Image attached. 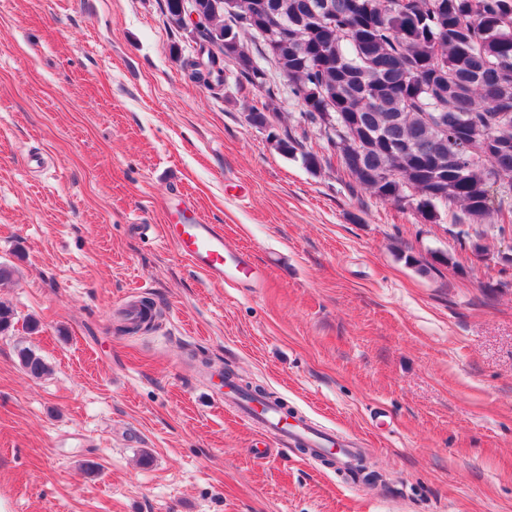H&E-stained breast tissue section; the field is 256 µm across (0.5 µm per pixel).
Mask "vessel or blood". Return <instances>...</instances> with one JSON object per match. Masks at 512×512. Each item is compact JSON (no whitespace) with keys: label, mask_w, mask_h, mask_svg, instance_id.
I'll return each instance as SVG.
<instances>
[{"label":"vessel or blood","mask_w":512,"mask_h":512,"mask_svg":"<svg viewBox=\"0 0 512 512\" xmlns=\"http://www.w3.org/2000/svg\"><path fill=\"white\" fill-rule=\"evenodd\" d=\"M161 239L174 246L177 253L206 280L228 288L248 286L261 288L265 280L252 256L246 252H229L224 235L215 225L200 219L184 221L176 213L166 215L159 225ZM216 398L233 407L241 419L262 432L276 445L287 448L303 443L314 454L334 455L337 465L345 470L354 468L357 448L353 444L336 446L334 435L305 420H292L273 402L250 399L237 392L232 385L216 391Z\"/></svg>","instance_id":"1"}]
</instances>
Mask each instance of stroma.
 <instances>
[{
	"label": "stroma",
	"mask_w": 512,
	"mask_h": 512,
	"mask_svg": "<svg viewBox=\"0 0 512 512\" xmlns=\"http://www.w3.org/2000/svg\"><path fill=\"white\" fill-rule=\"evenodd\" d=\"M195 50L164 0H0V512H512V235L309 170L249 124L234 68L188 78ZM185 200L265 288L209 283L160 239ZM144 297L156 324L120 332ZM227 369L362 441L365 471L266 445L215 402ZM18 358L24 373L30 378L39 379L49 372V366L44 359L31 349L20 348Z\"/></svg>",
	"instance_id": "obj_1"
}]
</instances>
